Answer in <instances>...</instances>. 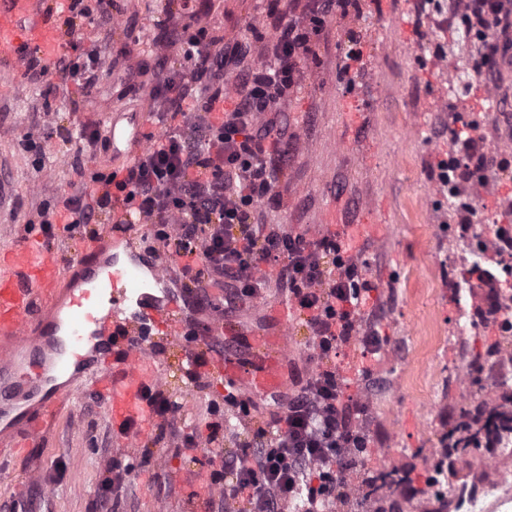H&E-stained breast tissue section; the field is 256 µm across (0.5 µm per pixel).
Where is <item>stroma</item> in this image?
I'll return each mask as SVG.
<instances>
[{
    "label": "stroma",
    "instance_id": "obj_1",
    "mask_svg": "<svg viewBox=\"0 0 512 512\" xmlns=\"http://www.w3.org/2000/svg\"><path fill=\"white\" fill-rule=\"evenodd\" d=\"M418 0H355L346 15L329 22L303 66L302 82L282 104V118L294 133L279 198L268 209L274 224L310 233L339 225L353 239L357 262L371 292L362 309L364 323L384 337L380 356H363L352 340L337 358L352 367L348 395L367 396L371 405L372 450L364 460L376 474L393 464L422 465L446 431L447 417L494 396L498 359L493 348L511 349L512 336L495 324L474 322L457 330L455 283L468 269L495 267L496 255L462 254L452 238L460 234L437 163L447 158L452 120L449 99L473 101L475 120L494 156L512 154V67L494 76L476 74L477 51L463 28L442 16H419ZM115 27L101 44L108 70L90 91L77 86L48 94L57 83L47 74L33 83L24 76L0 79V177L11 188L0 217L26 223L33 205L52 203L77 177L74 156L89 155L78 140L52 139L49 160L25 146L26 135L74 127L82 112L110 107L149 111L147 91L129 90L130 64L149 58L158 23L176 0H115ZM266 0H210L204 24L225 40L255 45L272 36ZM128 57H118L120 47ZM362 53L347 65L351 49ZM450 98H438L442 83ZM487 191L470 196L475 211L472 234H489L503 215L498 201L512 197V168L490 169ZM164 391L183 405L187 425L204 424L214 390L193 386L180 349L166 347ZM112 425L91 389L66 407L57 426L29 456L0 460V512L23 481L31 461L42 466L41 484L29 495V512H93L105 460L114 456ZM187 457H157L152 471H137L131 494L116 512H149L151 502L186 499L188 491L162 488L170 476L201 470Z\"/></svg>",
    "mask_w": 512,
    "mask_h": 512
}]
</instances>
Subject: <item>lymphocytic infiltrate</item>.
Instances as JSON below:
<instances>
[{
    "label": "lymphocytic infiltrate",
    "mask_w": 512,
    "mask_h": 512,
    "mask_svg": "<svg viewBox=\"0 0 512 512\" xmlns=\"http://www.w3.org/2000/svg\"><path fill=\"white\" fill-rule=\"evenodd\" d=\"M349 0H305L302 8L269 10L273 40L256 49L244 40L225 42L207 27L190 31L201 0H181L155 40L152 61H137L130 78L148 87L151 115L160 130L146 133L148 145L126 175L87 174L74 158L78 177L116 185L136 220L151 225L149 254L180 263L177 281L192 298L191 313L223 317L260 297L275 283L289 305L305 313L310 343L305 376L286 392L266 398L267 419L246 427L257 401L238 392L211 403L204 426L185 428L182 405L161 389L147 392L158 439L174 455L204 451L209 485L218 488L224 512H337L352 498L350 478L361 467L371 439L359 422L367 402L346 396L347 378L336 367L338 350L361 336L364 354L376 355L381 340L360 319L368 284L352 255L347 234H309L266 221L265 205L275 200L288 164L287 129L281 103L303 76L302 64L315 53L327 24L345 12ZM453 13L477 42L473 68L494 74L501 52L512 48V9L504 0H453ZM59 88L97 85L106 73L98 46L76 58L60 57ZM452 154L440 162L441 182L477 193L489 168L512 161L484 150L479 125L453 128ZM70 215L69 232L94 235V226L112 207V195L58 194ZM224 295L212 300L209 290ZM512 394L484 402L473 429L459 437L469 448L498 447ZM232 407L241 427L224 422ZM152 449L139 465L113 460L98 496L100 512H113L132 482L136 467H149Z\"/></svg>",
    "instance_id": "lymphocytic-infiltrate-1"
}]
</instances>
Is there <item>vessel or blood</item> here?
Listing matches in <instances>:
<instances>
[{
    "label": "vessel or blood",
    "mask_w": 512,
    "mask_h": 512,
    "mask_svg": "<svg viewBox=\"0 0 512 512\" xmlns=\"http://www.w3.org/2000/svg\"><path fill=\"white\" fill-rule=\"evenodd\" d=\"M70 0H0V75L21 69L20 46L38 49L42 67L52 70L66 38L59 25ZM100 122L113 156L133 166L145 150L146 113L124 118L110 112ZM120 192L112 194V214L95 239L68 261L42 234L20 231L0 254V457L27 456L57 421L75 389L60 377L94 365L92 387L112 424L113 445L136 448L151 426L147 389L161 384L164 361L158 343L184 346L189 330L180 302L141 292L143 277L167 287L168 262L158 255L144 261L113 259L112 226L130 223ZM265 307L277 323L272 336L241 332L235 325L211 321L194 330L205 343L232 342L245 336L247 357L209 355L201 370L217 391L240 388L256 397L275 395L288 385L285 347L294 312L271 300Z\"/></svg>",
    "instance_id": "1"
}]
</instances>
